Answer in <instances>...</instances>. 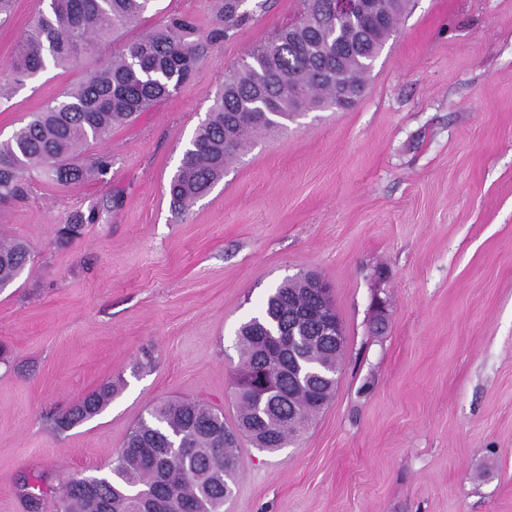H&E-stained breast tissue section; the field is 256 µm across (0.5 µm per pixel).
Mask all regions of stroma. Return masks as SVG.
<instances>
[{
	"label": "stroma",
	"instance_id": "stroma-1",
	"mask_svg": "<svg viewBox=\"0 0 512 512\" xmlns=\"http://www.w3.org/2000/svg\"><path fill=\"white\" fill-rule=\"evenodd\" d=\"M41 7L15 0L0 75ZM296 10L268 0L176 93L95 143L103 178L39 177L0 207V237L31 251L0 290V512H25L26 490L56 512L61 482L105 472L159 401L234 424L236 332L308 272L331 285L347 337L334 395L285 448L242 443L224 512H512V0H411L352 107L258 137L175 213L168 182L225 71ZM173 12L214 19L212 0H155L121 41ZM79 76L51 67L0 101V140ZM116 377L100 415L55 428Z\"/></svg>",
	"mask_w": 512,
	"mask_h": 512
}]
</instances>
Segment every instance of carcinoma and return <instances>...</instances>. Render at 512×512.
<instances>
[{
  "label": "carcinoma",
  "instance_id": "1",
  "mask_svg": "<svg viewBox=\"0 0 512 512\" xmlns=\"http://www.w3.org/2000/svg\"><path fill=\"white\" fill-rule=\"evenodd\" d=\"M266 2L257 0L253 9L240 13L234 0H221L207 28L171 13L106 56L102 47L142 23L152 0H46L7 65L8 82L0 85V99L49 66L86 67L78 81L66 85L9 139L0 141V205L24 199L34 174H46L61 185L105 176L109 161L83 157L89 147L170 97L192 78L211 47L264 11ZM408 2L386 0L381 4L384 21L376 24L336 18L334 0H298L296 18L225 74L214 105L170 178L173 207L183 211L206 196L253 137L302 116L296 107L299 98L308 110L351 107ZM355 29L363 31L365 39L352 49L346 35ZM338 68L348 74L346 87L332 79ZM29 260L26 243L0 241V290L19 278ZM329 312L302 277L281 282L237 330L236 424L227 425L223 412L195 400L158 402L130 429L110 474L66 482L58 512H141L143 499L153 502L155 512H224L238 476L241 439L263 451L285 447L334 392L328 378L340 367L346 338L338 345L336 337L323 336L322 350L310 349L311 337L322 336L321 318ZM287 336L299 342L293 351L308 386L293 399L291 412L279 405V391L290 392L288 380L278 373L288 367V350L272 359L268 349L270 344L284 346ZM261 380L275 391L268 394L272 410L259 416L253 407V384ZM120 390L119 381L102 385L57 415L56 427L68 429L97 415ZM176 439L183 445L180 454L165 453Z\"/></svg>",
  "mask_w": 512,
  "mask_h": 512
}]
</instances>
